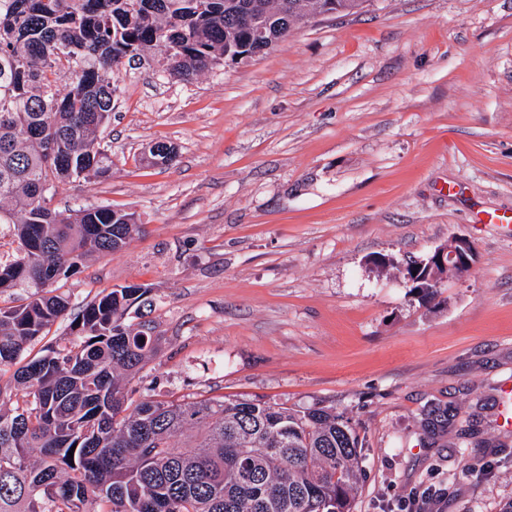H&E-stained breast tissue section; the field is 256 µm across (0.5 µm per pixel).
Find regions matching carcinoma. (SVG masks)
I'll return each instance as SVG.
<instances>
[{"instance_id":"cac0c4a2","label":"carcinoma","mask_w":512,"mask_h":512,"mask_svg":"<svg viewBox=\"0 0 512 512\" xmlns=\"http://www.w3.org/2000/svg\"><path fill=\"white\" fill-rule=\"evenodd\" d=\"M250 0H0V225L19 252L0 261V512H351L361 442L326 407L251 399L133 403L128 385L159 350L127 323L146 290L116 288L71 314L61 279L96 254L123 250L135 215L107 205L57 211L59 188L110 172L99 130L124 59L164 49L169 76L189 81L212 61L261 44L238 24ZM277 41L323 11L370 0H258ZM70 80L60 93L58 80ZM79 341L31 346L59 320ZM74 454H69V451Z\"/></svg>"}]
</instances>
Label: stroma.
Returning <instances> with one entry per match:
<instances>
[{
	"label": "stroma",
	"mask_w": 512,
	"mask_h": 512,
	"mask_svg": "<svg viewBox=\"0 0 512 512\" xmlns=\"http://www.w3.org/2000/svg\"><path fill=\"white\" fill-rule=\"evenodd\" d=\"M124 62L107 177L52 202L142 226L62 280L80 307L137 284L160 352L136 395L335 408L364 440L352 512L512 500V0H373L181 82ZM166 142L176 160L150 166ZM455 235L469 277L421 302L410 262Z\"/></svg>",
	"instance_id": "stroma-1"
}]
</instances>
